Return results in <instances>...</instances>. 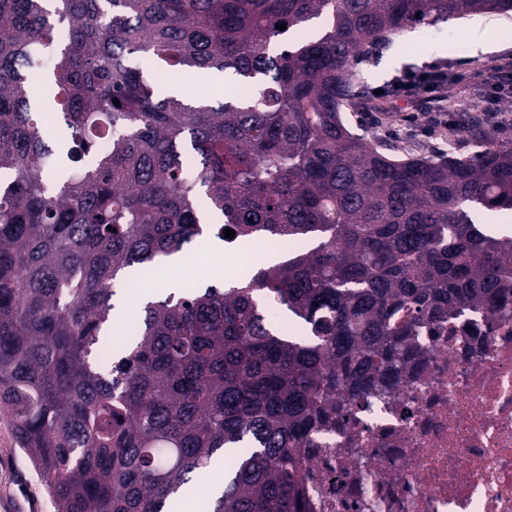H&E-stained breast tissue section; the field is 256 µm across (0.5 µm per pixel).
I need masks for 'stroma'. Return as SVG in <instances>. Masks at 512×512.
Instances as JSON below:
<instances>
[{
	"label": "stroma",
	"mask_w": 512,
	"mask_h": 512,
	"mask_svg": "<svg viewBox=\"0 0 512 512\" xmlns=\"http://www.w3.org/2000/svg\"><path fill=\"white\" fill-rule=\"evenodd\" d=\"M487 43L484 51H475L472 37V17L444 21L435 25H413L409 31L413 40L392 34L379 53L371 55L355 68V79L368 93L361 107L345 109L344 121L352 133L386 144L394 158H421L452 152L460 158L472 156L477 143L468 136L450 135L448 122L462 113L483 122L495 141H512V110H506L502 100L492 96L483 72L492 60L512 58V36L503 38V31L512 33V13L482 14ZM429 63L439 64L455 78L460 91L459 102L423 96L408 98L393 91L391 84L410 67L420 68ZM254 260L242 263L236 256L213 255L205 244L194 242L183 255V267L163 274H154L145 282L124 289L117 299L118 306L138 312L146 289L162 287L164 280L176 284L193 282L199 286L220 285L228 280L229 272L254 270L268 255L266 248L249 244ZM0 498L12 503L15 512H54L52 496L20 448L13 418L0 411Z\"/></svg>",
	"instance_id": "obj_1"
}]
</instances>
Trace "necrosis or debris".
<instances>
[{
	"label": "necrosis or debris",
	"mask_w": 512,
	"mask_h": 512,
	"mask_svg": "<svg viewBox=\"0 0 512 512\" xmlns=\"http://www.w3.org/2000/svg\"><path fill=\"white\" fill-rule=\"evenodd\" d=\"M395 385L304 459L305 512H512V302L417 329Z\"/></svg>",
	"instance_id": "obj_1"
}]
</instances>
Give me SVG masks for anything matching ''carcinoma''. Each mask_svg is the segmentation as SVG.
<instances>
[{"label": "carcinoma", "instance_id": "1", "mask_svg": "<svg viewBox=\"0 0 512 512\" xmlns=\"http://www.w3.org/2000/svg\"><path fill=\"white\" fill-rule=\"evenodd\" d=\"M482 11L512 0H0V407L55 512H169L232 448L209 512H304L336 392L512 298V236L477 220L512 211V143L393 159L342 118L387 35ZM163 71L237 92L163 95ZM227 227L311 247L162 293L104 356L117 290Z\"/></svg>", "mask_w": 512, "mask_h": 512}]
</instances>
